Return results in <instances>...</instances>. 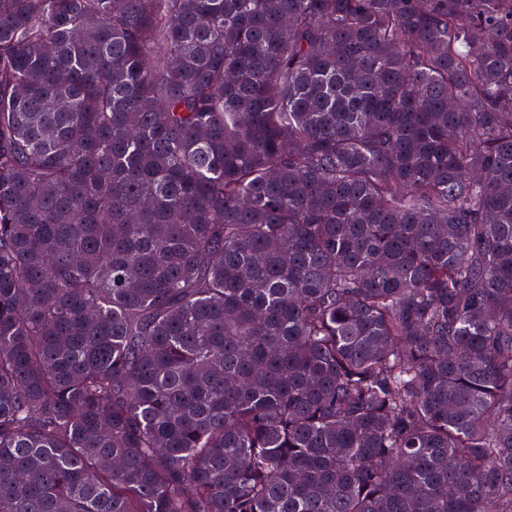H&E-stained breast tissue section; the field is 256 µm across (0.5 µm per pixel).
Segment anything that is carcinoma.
I'll return each instance as SVG.
<instances>
[{"mask_svg": "<svg viewBox=\"0 0 512 512\" xmlns=\"http://www.w3.org/2000/svg\"><path fill=\"white\" fill-rule=\"evenodd\" d=\"M512 512V0H0V506Z\"/></svg>", "mask_w": 512, "mask_h": 512, "instance_id": "1", "label": "carcinoma"}]
</instances>
